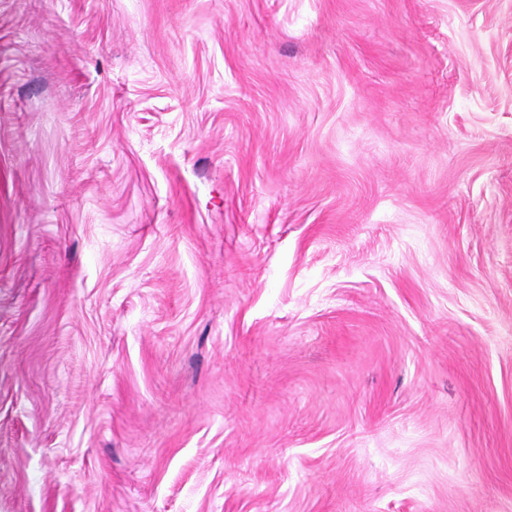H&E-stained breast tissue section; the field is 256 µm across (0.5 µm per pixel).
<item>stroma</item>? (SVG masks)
<instances>
[{
  "label": "stroma",
  "mask_w": 512,
  "mask_h": 512,
  "mask_svg": "<svg viewBox=\"0 0 512 512\" xmlns=\"http://www.w3.org/2000/svg\"><path fill=\"white\" fill-rule=\"evenodd\" d=\"M0 512H512V0H0Z\"/></svg>",
  "instance_id": "stroma-1"
}]
</instances>
